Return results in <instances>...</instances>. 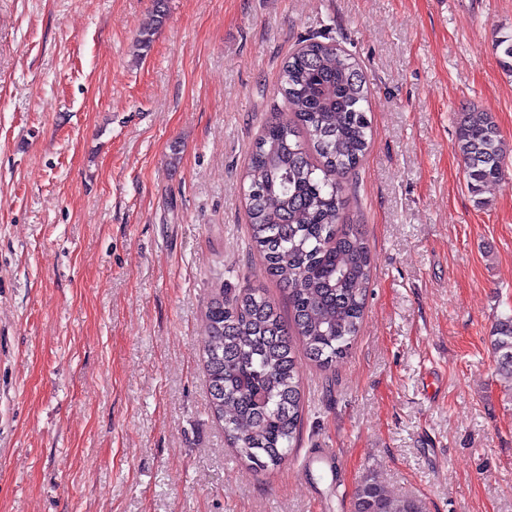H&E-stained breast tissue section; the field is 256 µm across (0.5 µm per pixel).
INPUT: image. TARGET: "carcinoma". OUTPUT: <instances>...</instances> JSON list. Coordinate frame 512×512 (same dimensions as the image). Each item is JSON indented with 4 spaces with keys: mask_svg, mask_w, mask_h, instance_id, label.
<instances>
[{
    "mask_svg": "<svg viewBox=\"0 0 512 512\" xmlns=\"http://www.w3.org/2000/svg\"><path fill=\"white\" fill-rule=\"evenodd\" d=\"M166 19L156 0L153 24L134 51L147 50ZM280 93L291 117L268 122L250 155L244 193L250 244L264 272L288 295L291 320L261 288L224 289L205 309V373L211 414L237 457L256 472L282 466L301 429L297 351L321 368L347 355L359 332L371 281L366 239L343 220L348 177L369 148L366 81L350 54L313 39L288 57ZM458 147L468 189L479 195L504 174L512 147L488 112L458 114ZM492 349L512 374V317L499 320ZM355 512H419L388 497L373 478L359 484Z\"/></svg>",
    "mask_w": 512,
    "mask_h": 512,
    "instance_id": "obj_1",
    "label": "carcinoma"
}]
</instances>
